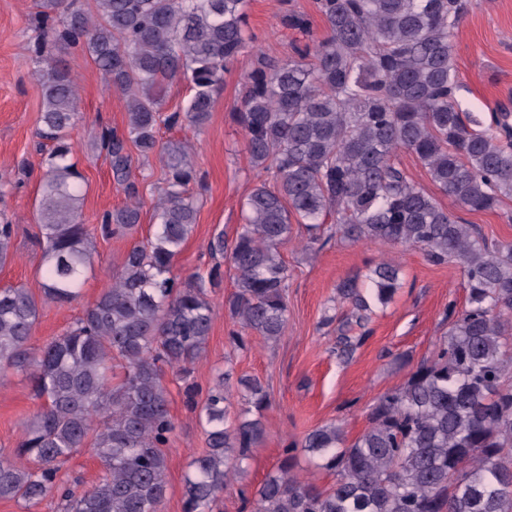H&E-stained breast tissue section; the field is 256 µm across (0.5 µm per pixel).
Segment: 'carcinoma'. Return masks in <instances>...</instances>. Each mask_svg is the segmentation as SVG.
<instances>
[{"instance_id":"obj_1","label":"carcinoma","mask_w":512,"mask_h":512,"mask_svg":"<svg viewBox=\"0 0 512 512\" xmlns=\"http://www.w3.org/2000/svg\"><path fill=\"white\" fill-rule=\"evenodd\" d=\"M327 33L278 60L255 57L234 120L244 130L249 167L266 175L245 203L227 254L235 270L225 307L232 321L268 341L286 327L288 266L278 246L292 223L309 243L328 224L351 242L418 248L435 264L463 269L467 305L448 337L405 383L379 396L354 441L331 422L282 449L260 484L252 512H512V244L488 245L396 162L413 153L432 182L459 206L482 212L512 199L508 112L482 123L460 109L451 37L469 0H314ZM35 53L42 110L38 137L48 147L36 218L42 300L80 297L93 265L92 231L81 220L83 177L74 161L75 80L50 48H79L123 96L124 129L103 130L105 151L127 203L104 212V236L140 223L143 201L132 154L158 158L152 236L133 245L120 271L82 317L39 350L28 347L39 300L23 286L0 287V369L26 372L39 410L10 454L0 455V498L28 507L56 494L63 512H162L167 448L174 423L164 368L184 373L204 356L213 322L211 289L224 272L181 278L175 257L196 224L192 148L159 139L160 126L199 127L214 95L250 41L247 0H34ZM282 24L308 33L305 14ZM186 82L187 104L165 111L169 84ZM13 225L0 223V267L14 258ZM398 265L369 270V295L354 279L338 287L361 327L370 303H389ZM217 374L188 405L205 424V452L184 478V512H214L243 471L248 448L265 433L252 417L267 392L242 378L250 407L229 419L226 381ZM90 448L104 474L77 493L57 482L73 452ZM335 482L320 490L294 472L298 452Z\"/></svg>"}]
</instances>
